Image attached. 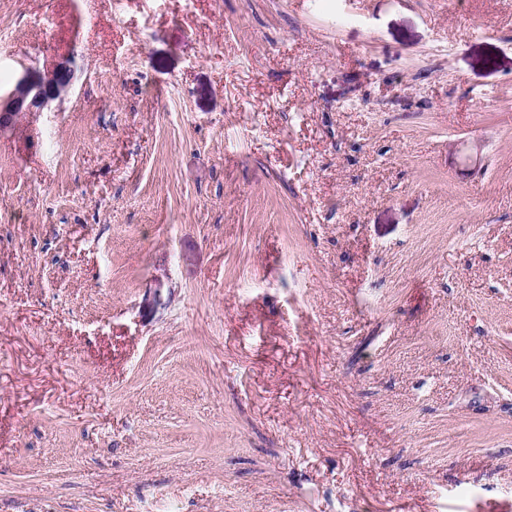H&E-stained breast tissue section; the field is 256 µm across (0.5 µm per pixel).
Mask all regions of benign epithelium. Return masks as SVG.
Instances as JSON below:
<instances>
[{
	"label": "benign epithelium",
	"mask_w": 512,
	"mask_h": 512,
	"mask_svg": "<svg viewBox=\"0 0 512 512\" xmlns=\"http://www.w3.org/2000/svg\"><path fill=\"white\" fill-rule=\"evenodd\" d=\"M73 79L74 69L68 60L44 71L22 67L12 88L0 94V129H10L22 117L41 112L65 97L72 89Z\"/></svg>",
	"instance_id": "1"
}]
</instances>
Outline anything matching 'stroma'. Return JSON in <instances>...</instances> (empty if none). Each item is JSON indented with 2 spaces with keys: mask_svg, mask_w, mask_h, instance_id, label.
<instances>
[{
  "mask_svg": "<svg viewBox=\"0 0 512 512\" xmlns=\"http://www.w3.org/2000/svg\"><path fill=\"white\" fill-rule=\"evenodd\" d=\"M0 512H512V0H0ZM74 69L69 60L44 71L24 66L12 88L0 94V129L14 127L32 112H42L52 102L65 97L73 86Z\"/></svg>",
  "mask_w": 512,
  "mask_h": 512,
  "instance_id": "stroma-1",
  "label": "stroma"
}]
</instances>
